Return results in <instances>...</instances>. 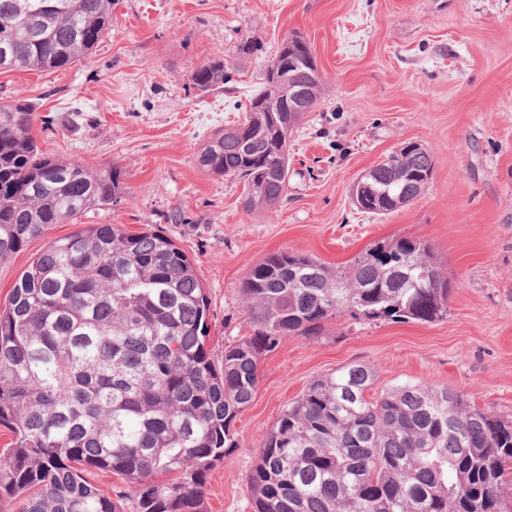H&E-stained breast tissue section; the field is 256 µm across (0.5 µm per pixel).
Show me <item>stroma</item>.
I'll return each instance as SVG.
<instances>
[{"instance_id":"1","label":"stroma","mask_w":512,"mask_h":512,"mask_svg":"<svg viewBox=\"0 0 512 512\" xmlns=\"http://www.w3.org/2000/svg\"><path fill=\"white\" fill-rule=\"evenodd\" d=\"M302 36L325 83L291 136L288 193L247 210L237 180L200 170L196 152L240 121L289 34ZM258 51L243 53L246 41ZM226 80L201 94L204 61ZM35 107L40 148L89 168L118 165L121 202L82 216L161 232L191 258L209 302V346L245 335L240 285L255 264L288 251L336 267L372 243H429L453 283L435 323H326L285 338L259 362L233 445L208 474V512H251L249 474L282 409L315 378L353 361L376 374L372 395L412 381L449 386L512 422V0H115L112 30L64 70L0 72V102ZM432 154L425 191L392 214L357 209L356 179L404 143ZM55 224L0 262V306Z\"/></svg>"}]
</instances>
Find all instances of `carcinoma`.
I'll return each mask as SVG.
<instances>
[{
    "mask_svg": "<svg viewBox=\"0 0 512 512\" xmlns=\"http://www.w3.org/2000/svg\"><path fill=\"white\" fill-rule=\"evenodd\" d=\"M113 0H0V70H60L85 59L112 27ZM291 80L317 106L323 79L309 47L286 38L243 119L215 131L196 165L237 179L245 207L270 208L288 183V144L304 112L288 111ZM224 62L196 68L194 88L224 83ZM25 100L0 103V261L53 224L48 242L0 308V425L15 435L0 463V512H206L207 474L224 462L231 427L252 402L258 364L288 336H318L339 314L434 323L453 283L430 244L376 242L344 266L273 253L241 283L250 334L216 365L210 303L188 255L168 237L119 224H80L126 194L117 165L91 170L42 151ZM434 168L412 143L363 176L365 213L415 200ZM370 364L311 381L259 449L253 512H512L502 495L512 422L446 386L406 382L370 399ZM90 468L120 477L102 487Z\"/></svg>",
    "mask_w": 512,
    "mask_h": 512,
    "instance_id": "carcinoma-1",
    "label": "carcinoma"
}]
</instances>
